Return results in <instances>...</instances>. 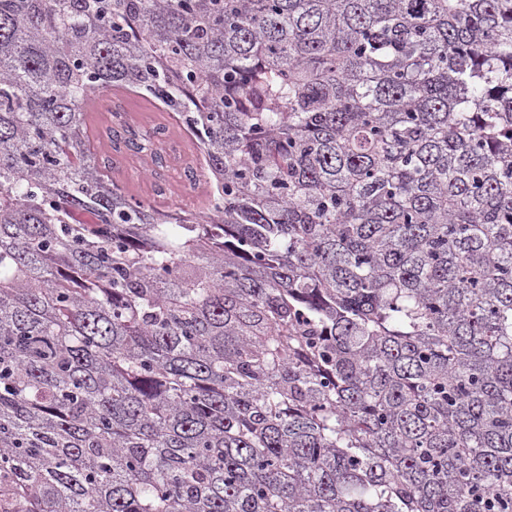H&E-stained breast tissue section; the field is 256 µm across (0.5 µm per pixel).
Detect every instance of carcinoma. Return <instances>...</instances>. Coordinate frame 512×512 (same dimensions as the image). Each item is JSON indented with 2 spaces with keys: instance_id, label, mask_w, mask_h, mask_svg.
<instances>
[{
  "instance_id": "cac0c4a2",
  "label": "carcinoma",
  "mask_w": 512,
  "mask_h": 512,
  "mask_svg": "<svg viewBox=\"0 0 512 512\" xmlns=\"http://www.w3.org/2000/svg\"><path fill=\"white\" fill-rule=\"evenodd\" d=\"M0 512H512V0H0ZM85 111L90 118V147L92 150L107 145L104 133L112 124V110L110 106L104 105L100 96L94 95L84 102ZM122 105L125 111L141 113V127L162 126L161 123L164 122L167 115L170 113L156 106L148 99L136 95H132L130 101ZM129 112L125 115L127 125L133 126L138 124L139 119ZM168 163L164 171L165 191L159 189L155 178L148 174L144 155L131 152L117 154L114 151H106L101 155L112 158V165H122L129 170V180L126 181L125 172L114 170L113 184L129 198L149 205L154 211L161 214H174L180 216H192L202 211L205 201H200L198 193L203 196L206 188L202 183L194 184L195 180L186 178L188 171L197 165L199 145L196 138H191L181 127V131H171L170 137L164 144Z\"/></svg>"
}]
</instances>
